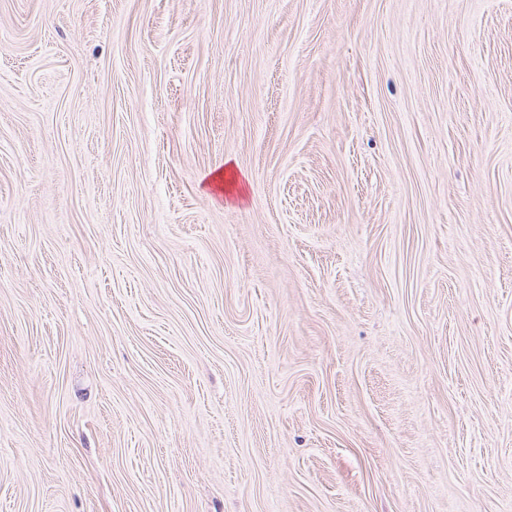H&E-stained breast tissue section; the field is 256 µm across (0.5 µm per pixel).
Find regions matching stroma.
Listing matches in <instances>:
<instances>
[{
    "instance_id": "obj_1",
    "label": "stroma",
    "mask_w": 512,
    "mask_h": 512,
    "mask_svg": "<svg viewBox=\"0 0 512 512\" xmlns=\"http://www.w3.org/2000/svg\"><path fill=\"white\" fill-rule=\"evenodd\" d=\"M0 512H512V0H0Z\"/></svg>"
}]
</instances>
